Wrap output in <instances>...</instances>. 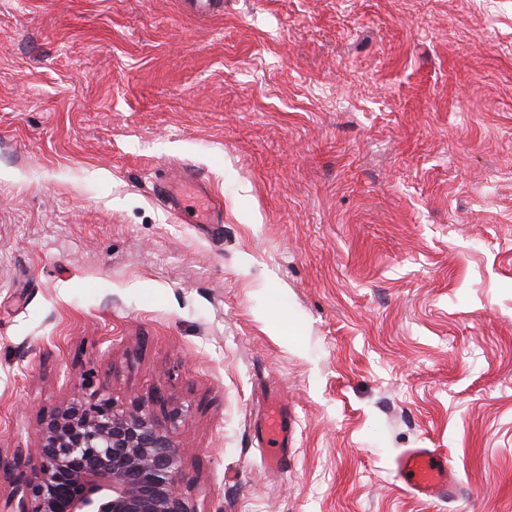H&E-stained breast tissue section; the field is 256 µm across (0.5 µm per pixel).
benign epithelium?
<instances>
[{
    "mask_svg": "<svg viewBox=\"0 0 512 512\" xmlns=\"http://www.w3.org/2000/svg\"><path fill=\"white\" fill-rule=\"evenodd\" d=\"M189 416L161 388L124 405L88 375L77 394L39 419L29 475L0 473L10 487L6 505L12 512H196L179 484L176 438Z\"/></svg>",
    "mask_w": 512,
    "mask_h": 512,
    "instance_id": "1",
    "label": "benign epithelium"
}]
</instances>
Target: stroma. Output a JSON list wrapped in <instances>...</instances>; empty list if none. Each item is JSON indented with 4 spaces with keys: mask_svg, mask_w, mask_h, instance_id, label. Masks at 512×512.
<instances>
[{
    "mask_svg": "<svg viewBox=\"0 0 512 512\" xmlns=\"http://www.w3.org/2000/svg\"><path fill=\"white\" fill-rule=\"evenodd\" d=\"M223 2L0 0V458L90 373L197 512H512V0ZM186 180L193 183L198 189L204 200V206L197 209L196 214L192 216V224H220L223 221V201L221 198L212 195L190 175H186ZM265 409L267 444L270 447H282L285 442L288 443V430L282 423L276 401L268 398ZM395 471L413 493L434 500L454 498L459 485L448 466L435 448H410L395 461Z\"/></svg>",
    "mask_w": 512,
    "mask_h": 512,
    "instance_id": "35a3bbf8",
    "label": "stroma"
}]
</instances>
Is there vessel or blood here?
<instances>
[{"mask_svg":"<svg viewBox=\"0 0 512 512\" xmlns=\"http://www.w3.org/2000/svg\"><path fill=\"white\" fill-rule=\"evenodd\" d=\"M204 205L197 209L192 218L196 224H219L223 221V201L210 192H203ZM265 427L268 446L275 452L269 457L271 466H282L283 460L277 454V447L288 440V430L283 425L279 408L274 399L265 403ZM395 471L413 493L434 500H449L459 491L457 480L448 465L433 448H411L395 461Z\"/></svg>","mask_w":512,"mask_h":512,"instance_id":"vessel-or-blood-1","label":"vessel or blood"}]
</instances>
